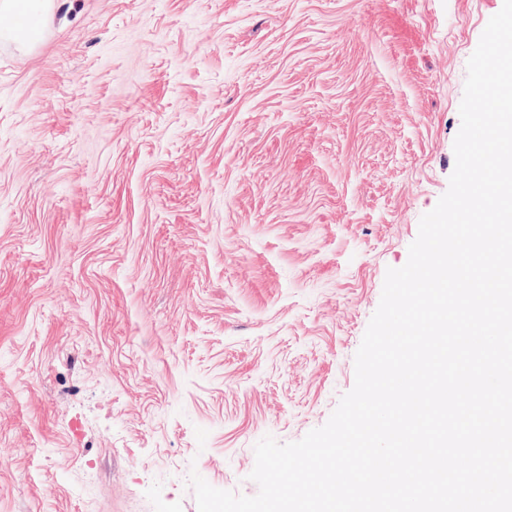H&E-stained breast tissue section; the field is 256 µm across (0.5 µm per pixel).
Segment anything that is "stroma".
<instances>
[{"instance_id":"obj_1","label":"stroma","mask_w":512,"mask_h":512,"mask_svg":"<svg viewBox=\"0 0 512 512\" xmlns=\"http://www.w3.org/2000/svg\"><path fill=\"white\" fill-rule=\"evenodd\" d=\"M502 5L56 0L0 39V512L257 493L353 388Z\"/></svg>"}]
</instances>
